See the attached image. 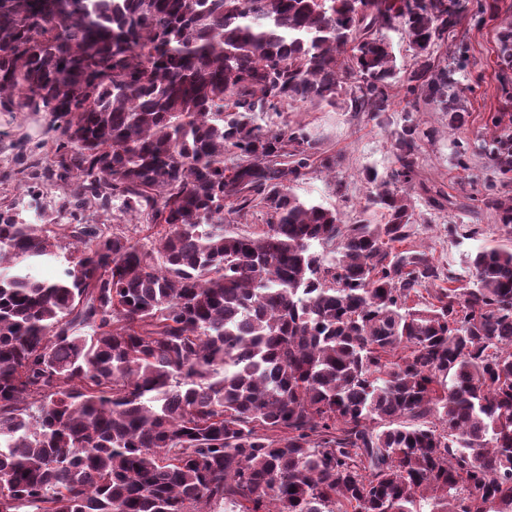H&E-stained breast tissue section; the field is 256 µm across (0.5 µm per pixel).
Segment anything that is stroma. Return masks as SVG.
Returning <instances> with one entry per match:
<instances>
[{
    "instance_id": "1",
    "label": "stroma",
    "mask_w": 512,
    "mask_h": 512,
    "mask_svg": "<svg viewBox=\"0 0 512 512\" xmlns=\"http://www.w3.org/2000/svg\"><path fill=\"white\" fill-rule=\"evenodd\" d=\"M497 7L496 20L480 23L473 18L474 0H462L457 35L463 36L464 58H457L455 45H448L441 57L442 64L454 72L462 91L461 105L468 115L463 133L465 139L477 141L494 113L505 110L512 114V68L503 69L498 58V38L501 31L512 28V0H493ZM405 100L402 90H394L393 106L387 124L380 125L338 108L307 106L288 115L291 123L304 124L319 141L321 152L341 157L335 173H313L306 184L297 189L299 195L336 207L344 222H351L365 203L368 185L365 172L386 171L391 165L390 134L400 129ZM421 117L438 131L433 141L421 146L418 165L425 177L451 196L467 191L484 194L496 186L500 178L486 157L475 156L470 167H457L453 158L454 136L448 131V115L438 106L423 108ZM42 117L0 112V173L14 167L13 140L28 137L31 144L43 139ZM342 179L343 193H336L335 179ZM420 221L415 226L414 241L428 247L435 263L442 269L464 275L467 257L483 246H512V234L494 224L487 214H470L454 208L430 209L419 203ZM460 227L457 236H449V225Z\"/></svg>"
}]
</instances>
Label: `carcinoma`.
Masks as SVG:
<instances>
[{"label": "carcinoma", "instance_id": "obj_1", "mask_svg": "<svg viewBox=\"0 0 512 512\" xmlns=\"http://www.w3.org/2000/svg\"><path fill=\"white\" fill-rule=\"evenodd\" d=\"M452 3L0 0V112L46 136L0 175L38 216L0 206V512H512V247L461 285L403 246L417 195L450 203L418 181L437 130L414 114L467 122ZM395 86L392 165L346 224L295 192L340 162L288 109L381 123ZM503 117L458 166L512 182ZM461 198L512 233V197Z\"/></svg>", "mask_w": 512, "mask_h": 512}]
</instances>
